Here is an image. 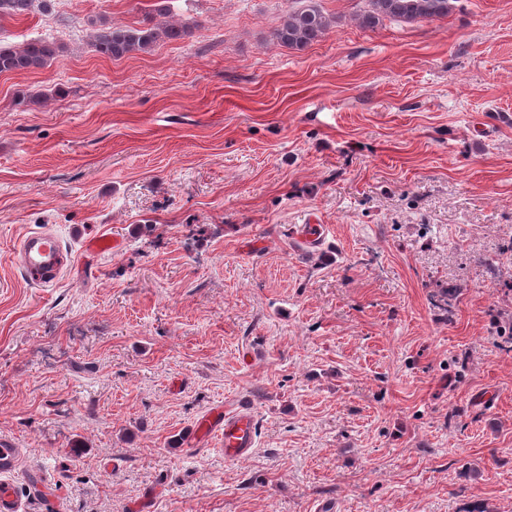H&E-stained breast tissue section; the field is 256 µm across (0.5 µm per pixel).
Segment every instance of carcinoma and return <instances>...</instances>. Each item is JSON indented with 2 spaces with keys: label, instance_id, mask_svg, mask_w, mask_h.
Instances as JSON below:
<instances>
[{
  "label": "carcinoma",
  "instance_id": "1",
  "mask_svg": "<svg viewBox=\"0 0 512 512\" xmlns=\"http://www.w3.org/2000/svg\"><path fill=\"white\" fill-rule=\"evenodd\" d=\"M289 10L273 32V39L293 51H303L322 39L335 24V18L315 3ZM53 0H0V19L50 11ZM455 0H366L367 8L358 15L359 25L373 29L386 19L405 22L435 21L448 17ZM190 23H153L143 25H103L91 35L94 51L111 59L145 52L158 40H178L191 35ZM62 52L52 38L28 40L20 45L0 43V74L34 72L45 68Z\"/></svg>",
  "mask_w": 512,
  "mask_h": 512
}]
</instances>
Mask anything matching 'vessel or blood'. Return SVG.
<instances>
[{
    "label": "vessel or blood",
    "mask_w": 512,
    "mask_h": 512,
    "mask_svg": "<svg viewBox=\"0 0 512 512\" xmlns=\"http://www.w3.org/2000/svg\"><path fill=\"white\" fill-rule=\"evenodd\" d=\"M15 252L26 279L37 286H49L51 274L64 262L59 237L44 229L26 234ZM192 435L197 441L219 436L225 460L238 461L251 455L256 446L255 415L246 406L231 413L223 407H214L198 420ZM22 457L21 449L10 438L0 436V512H23L13 483L15 475H22L29 495L37 499L48 496L52 487L45 472L22 470Z\"/></svg>",
    "instance_id": "b4317fda"
}]
</instances>
